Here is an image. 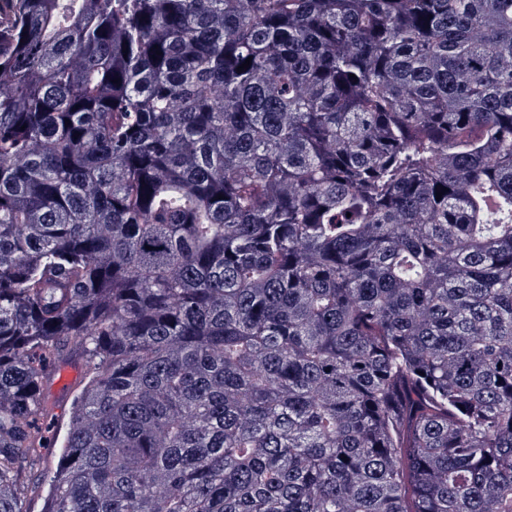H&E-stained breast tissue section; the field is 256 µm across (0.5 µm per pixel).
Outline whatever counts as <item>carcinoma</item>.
Listing matches in <instances>:
<instances>
[{"label": "carcinoma", "instance_id": "cac0c4a2", "mask_svg": "<svg viewBox=\"0 0 512 512\" xmlns=\"http://www.w3.org/2000/svg\"><path fill=\"white\" fill-rule=\"evenodd\" d=\"M36 497L512 512V0H0V512ZM76 367L78 368V374L72 370V369H66V368H61L59 371H56L55 374H54V378H55V386L53 384V381L51 382L49 388H48V397H49V400H54V401H58L59 398L57 397V394H56V390L57 391H66V389H68L72 383L74 382L75 378H76V381H75V384L72 388H70L68 391H67V396H64V399H65V420H64V424L61 428V431H60V438L63 437V434H64V431L67 427V422H68V418H69V413H70V407H71V401H72V398H73V395L74 393L76 392V390L80 387V382L82 380V370H81V367L79 364H75V363H72V364H68V365H65L63 367ZM77 376V377H76Z\"/></svg>", "mask_w": 512, "mask_h": 512}]
</instances>
